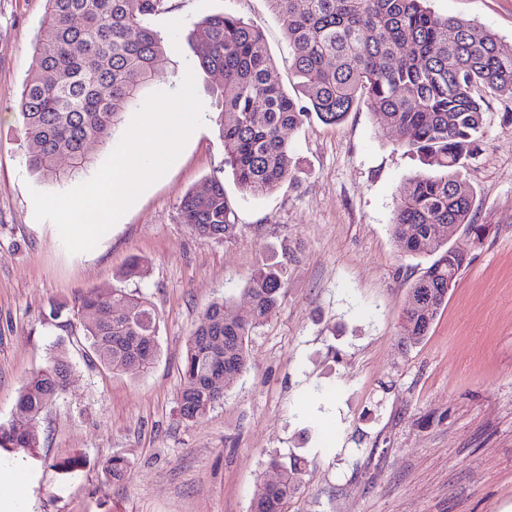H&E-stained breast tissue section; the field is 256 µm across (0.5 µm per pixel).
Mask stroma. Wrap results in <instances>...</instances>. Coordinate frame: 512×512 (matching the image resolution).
Masks as SVG:
<instances>
[{
    "label": "stroma",
    "instance_id": "obj_1",
    "mask_svg": "<svg viewBox=\"0 0 512 512\" xmlns=\"http://www.w3.org/2000/svg\"><path fill=\"white\" fill-rule=\"evenodd\" d=\"M45 0H0V421L25 377L63 332L51 307L97 288L143 295L158 319L159 355L144 374L112 373L68 344L64 394L41 416L28 512H250L269 455L307 460L285 512H512V98L485 104L484 134L462 170L474 219L490 233L471 252L428 335L400 343V313L430 261L391 231L400 186L421 171L359 104L344 121L292 131L293 177L261 197L224 164L212 89L187 39L203 17L258 25L293 89L283 24L267 0H170L152 20L167 38L175 91L194 68L203 104L167 173L88 252L69 254L54 223L36 221L31 190L54 192L23 158L22 85L39 67L32 41ZM438 15L512 43V0H430ZM223 178L234 236L199 239L180 219L191 190ZM141 278L122 273L131 259ZM287 259L282 302L255 329L250 361L206 415L179 414L186 343L206 306L248 309L247 282ZM131 469L107 481L114 455Z\"/></svg>",
    "mask_w": 512,
    "mask_h": 512
}]
</instances>
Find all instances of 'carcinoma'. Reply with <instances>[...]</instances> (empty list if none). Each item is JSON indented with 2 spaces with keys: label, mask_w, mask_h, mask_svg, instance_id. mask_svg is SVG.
Wrapping results in <instances>:
<instances>
[{
  "label": "carcinoma",
  "mask_w": 512,
  "mask_h": 512,
  "mask_svg": "<svg viewBox=\"0 0 512 512\" xmlns=\"http://www.w3.org/2000/svg\"><path fill=\"white\" fill-rule=\"evenodd\" d=\"M168 0H45L33 42L40 67L25 80L18 102L27 167L41 181L64 186L94 163V149L112 140L125 112L163 77L166 40L151 25ZM281 18L297 79L292 96L279 80L260 28L229 13L210 15L188 33L200 69L224 76L216 123L224 163L241 191L260 197L290 178L294 149L285 131L315 117L342 122L364 102L401 146L430 166L401 186L391 224L406 253L432 263L408 294L402 339L427 336L471 252L448 242V228L470 247L487 227L473 217L474 191L461 174L483 136L485 97L512 98V45L495 34L476 39L469 22L437 15L429 0H268ZM67 165L61 166L60 159ZM182 222L202 240L234 235L224 182L187 192ZM286 263H264L251 275V307L239 312L221 298L202 312L186 346L180 415L193 421L224 399L249 363V337L281 303ZM158 316L123 288L87 292L73 319L57 325L81 336L92 359L114 373H146L158 358ZM224 337V349L211 342ZM72 366L64 352L25 378L19 414L0 423V451L34 456L37 422L66 388ZM306 460L273 456L257 484L251 512H284L302 483ZM127 458L114 455L105 476L123 479Z\"/></svg>",
  "instance_id": "cac0c4a2"
}]
</instances>
